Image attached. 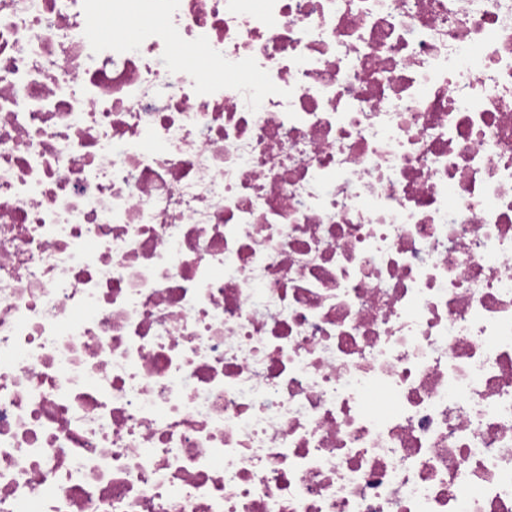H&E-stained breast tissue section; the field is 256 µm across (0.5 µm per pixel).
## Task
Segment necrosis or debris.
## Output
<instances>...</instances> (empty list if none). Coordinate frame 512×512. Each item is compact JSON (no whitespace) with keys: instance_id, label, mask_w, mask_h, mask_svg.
Instances as JSON below:
<instances>
[{"instance_id":"obj_1","label":"necrosis or debris","mask_w":512,"mask_h":512,"mask_svg":"<svg viewBox=\"0 0 512 512\" xmlns=\"http://www.w3.org/2000/svg\"><path fill=\"white\" fill-rule=\"evenodd\" d=\"M0 512H512V0H0Z\"/></svg>"}]
</instances>
